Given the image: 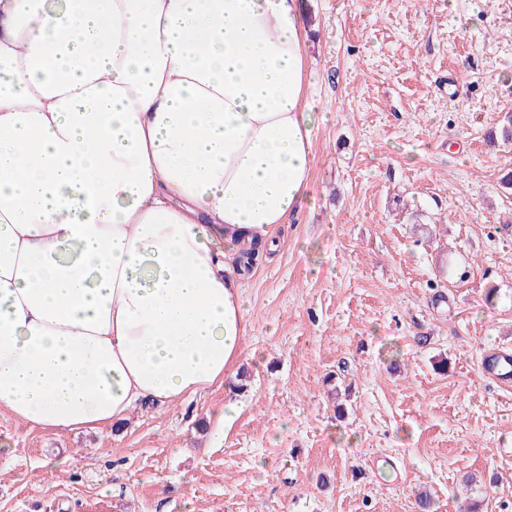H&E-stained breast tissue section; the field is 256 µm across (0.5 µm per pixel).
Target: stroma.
Instances as JSON below:
<instances>
[{"label":"stroma","mask_w":512,"mask_h":512,"mask_svg":"<svg viewBox=\"0 0 512 512\" xmlns=\"http://www.w3.org/2000/svg\"><path fill=\"white\" fill-rule=\"evenodd\" d=\"M308 196L238 279L246 374L121 427L0 416V512H512V0H303ZM493 301H486L488 291ZM447 360L448 370L434 366ZM511 358L512 350L508 348L485 355L482 360L483 373L503 385L511 384L512 375L510 376L509 373V361Z\"/></svg>","instance_id":"35a3bbf8"}]
</instances>
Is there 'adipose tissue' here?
<instances>
[{"label":"adipose tissue","instance_id":"ef3b65f1","mask_svg":"<svg viewBox=\"0 0 512 512\" xmlns=\"http://www.w3.org/2000/svg\"><path fill=\"white\" fill-rule=\"evenodd\" d=\"M300 0H0V414L120 426L223 382L239 246L305 199Z\"/></svg>","mask_w":512,"mask_h":512}]
</instances>
